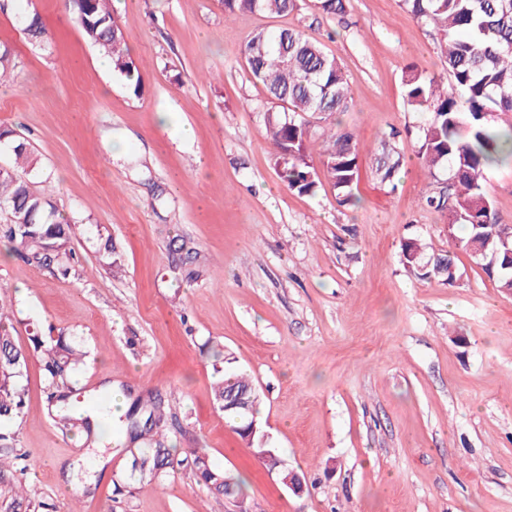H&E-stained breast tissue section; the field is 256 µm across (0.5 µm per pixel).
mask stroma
I'll list each match as a JSON object with an SVG mask.
<instances>
[{
    "mask_svg": "<svg viewBox=\"0 0 512 512\" xmlns=\"http://www.w3.org/2000/svg\"><path fill=\"white\" fill-rule=\"evenodd\" d=\"M112 9L142 75L137 95L101 67L65 0H0L14 74L0 83V126L31 153L21 176L78 224L66 276L0 240L17 344L37 329L75 337L87 353L71 382L78 402L108 383L131 401L162 400L168 445L205 449L237 475L246 512H512V294L449 243L447 211L426 205L448 174L421 163L423 116L404 99L408 66L444 72L436 31L399 0H348L341 18L315 0L229 20L220 0ZM35 16L39 44L25 32ZM260 28L300 30L344 65L352 98L309 117L308 153L321 164L330 128L357 133L354 204L338 205L327 181L298 194L274 169L272 101L240 52ZM389 138L403 158L390 183L376 172ZM485 186L512 224V162L488 167ZM412 239L450 255L453 285L414 274L402 255ZM217 349L252 377L266 445L304 475L303 491L268 472L215 408ZM21 385L0 512H13L20 485L36 491L20 512H234L188 466L140 481L130 452L142 439L124 438L91 471L96 446L49 415L37 356Z\"/></svg>",
    "mask_w": 512,
    "mask_h": 512,
    "instance_id": "1",
    "label": "stroma"
}]
</instances>
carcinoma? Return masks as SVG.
<instances>
[{
	"label": "carcinoma",
	"mask_w": 512,
	"mask_h": 512,
	"mask_svg": "<svg viewBox=\"0 0 512 512\" xmlns=\"http://www.w3.org/2000/svg\"><path fill=\"white\" fill-rule=\"evenodd\" d=\"M110 0H83L74 9V19L85 38L112 59V70L123 77L134 95L141 90V75L130 58L125 33L112 15ZM402 7L422 24L440 35L450 81L440 76H424L409 67L403 76L407 104L427 115L418 129V155L431 169L449 167L452 176L440 183L426 203L448 211L451 230L462 227L465 248L475 240L480 224H496L493 201L484 188V173L489 166L512 160V127L496 129L489 123L494 112H512V0H400ZM224 16L255 13L280 15L298 8L297 0H222ZM246 67L253 79L266 88L276 109L267 110L265 135L272 148V160L280 178L289 189L315 195L320 177L308 160L310 128L306 114L341 112L350 100L348 75L336 57L322 44L294 30L255 31L241 48ZM14 142L15 164L0 167V210L10 214V223L0 225L13 252L23 261L39 267L58 265L62 275L69 271L72 253L68 243L76 225L60 216L51 198L34 191L17 172L16 166L32 160L25 142L16 133L0 127V142ZM328 146L322 162L336 202L345 206L354 201L353 184L358 171L360 146L349 129H334L327 136ZM400 166V153L385 142L378 162L381 179L393 181ZM407 265L416 268L426 280L452 283L453 261L439 254L432 262L419 264L424 248L415 241L402 245ZM4 302L0 299V468L3 457L12 454L13 437L9 423L23 413L21 379L29 353L17 345L14 327L5 325ZM33 351L43 362L48 386L68 384L83 364L85 352L77 341L60 331L47 329L30 336ZM214 403L224 418L248 444L260 452V431H252L259 396L252 382L242 374L227 373L212 387ZM242 396V404L224 409V399ZM131 407L123 426L133 438H143L149 447L132 454L131 471L140 479L153 481L165 473H174L182 461L174 458L162 436L169 429L163 404L152 402L144 418ZM56 418L65 427L90 429L86 416L76 417L61 409ZM190 463L208 489L222 494L230 489L241 494V482L213 466L201 448L191 450Z\"/></svg>",
	"instance_id": "1"
}]
</instances>
